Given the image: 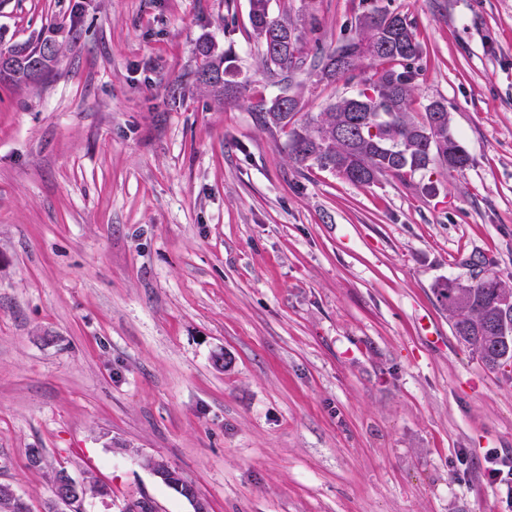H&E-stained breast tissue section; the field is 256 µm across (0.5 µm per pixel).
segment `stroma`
I'll return each mask as SVG.
<instances>
[{
    "label": "stroma",
    "mask_w": 512,
    "mask_h": 512,
    "mask_svg": "<svg viewBox=\"0 0 512 512\" xmlns=\"http://www.w3.org/2000/svg\"><path fill=\"white\" fill-rule=\"evenodd\" d=\"M378 4L415 20L413 106L447 104L467 170L298 168L251 110L280 89L248 0H0V49L60 47L37 82L0 79V484L30 512L61 468L85 512H193L145 456L209 512H512L485 463L512 457V372L434 293L473 255L512 283V0ZM276 6L315 18L308 55L363 10ZM203 38L248 101L197 89ZM142 464L157 476L167 487L180 493L183 492L184 495L182 496L191 502L194 508L193 512L208 511V506L205 501L195 497L191 492L186 491L189 482L178 469H174L162 461L147 456L142 459Z\"/></svg>",
    "instance_id": "stroma-1"
}]
</instances>
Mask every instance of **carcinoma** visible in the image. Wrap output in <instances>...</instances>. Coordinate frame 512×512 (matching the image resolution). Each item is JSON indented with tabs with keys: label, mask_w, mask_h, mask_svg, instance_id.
Instances as JSON below:
<instances>
[{
	"label": "carcinoma",
	"mask_w": 512,
	"mask_h": 512,
	"mask_svg": "<svg viewBox=\"0 0 512 512\" xmlns=\"http://www.w3.org/2000/svg\"><path fill=\"white\" fill-rule=\"evenodd\" d=\"M249 20L260 46V62L269 77L281 84V93L270 101L253 103L261 126L278 129L287 136L289 158L303 168L328 170L347 182L369 187L382 178L401 182L441 165L459 171L469 167L470 156L451 130L446 104L431 100L419 112L411 108L412 97L423 72V49L416 39L408 14L373 6L356 22V35L343 39L333 52L312 58L303 52L305 33L316 31L315 23L293 18L288 10L274 13L272 0H249ZM51 46L43 65L54 63L59 47L50 38L36 44H16L0 51L13 63L0 68L16 84L36 81L32 63L41 50ZM201 65L194 73L198 88L213 95L217 104L234 105L245 95L247 81L240 78L231 55L219 52L212 41L196 45ZM378 65L370 75L358 78L364 62ZM307 72L316 81L333 84L357 81L356 92L330 101L315 116L294 121L301 97L290 92L295 75ZM445 120L431 123L436 109ZM478 269L468 282L448 279L438 286L448 302V318L454 335L478 354L490 370L512 364V351L498 349L500 338L512 335V287L483 258L471 262ZM489 275L479 277L482 271Z\"/></svg>",
	"instance_id": "cac0c4a2"
}]
</instances>
